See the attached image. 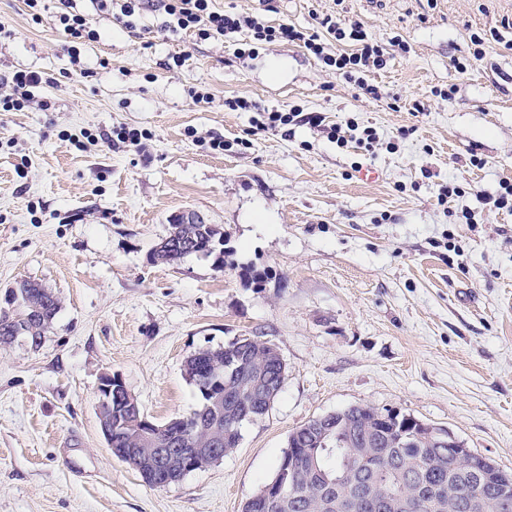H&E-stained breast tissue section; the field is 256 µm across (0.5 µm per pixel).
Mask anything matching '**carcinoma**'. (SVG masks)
<instances>
[{"mask_svg": "<svg viewBox=\"0 0 512 512\" xmlns=\"http://www.w3.org/2000/svg\"><path fill=\"white\" fill-rule=\"evenodd\" d=\"M220 233L211 224H171L168 235L155 248L153 259L164 264H175L192 251L217 254L216 261L224 266V250L220 249ZM39 294L41 312L32 318L20 310L9 316H0V346L11 344L17 337L31 341L42 338L51 327L59 308L54 295ZM243 338L219 348H202L185 362L184 370L190 383L194 377L211 368L225 369V360L232 356L242 358L237 364L236 376L224 373V386L239 391H224V419L226 426L238 413H249L252 418L263 415L269 406L259 386L270 383L280 389L284 380L279 365L269 356V349L258 337L247 347ZM387 410L369 406H350L340 411L348 428L343 435L359 448L373 456L372 465L357 469L353 479L363 491L347 498L345 492L332 480L338 476L341 459L337 453L340 439L325 440L326 448L314 456L297 458L298 478L288 488V504L273 503L266 512H395L375 506L376 498L364 495L369 486L382 496L405 488L419 501L416 512H512V490H506L486 471H475L459 463L444 446L426 443L416 437L415 429L407 425L411 417L396 415L386 419ZM301 448L317 447L318 432L307 423L291 433ZM209 428L198 427L190 442L180 450L206 448ZM116 448H140L141 432L129 427L112 435Z\"/></svg>", "mask_w": 512, "mask_h": 512, "instance_id": "obj_1", "label": "carcinoma"}]
</instances>
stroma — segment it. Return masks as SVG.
Segmentation results:
<instances>
[{
    "label": "stroma",
    "mask_w": 512,
    "mask_h": 512,
    "mask_svg": "<svg viewBox=\"0 0 512 512\" xmlns=\"http://www.w3.org/2000/svg\"><path fill=\"white\" fill-rule=\"evenodd\" d=\"M76 4L99 39L75 56L55 0L40 24L0 0V75L44 79L29 109L0 112V307L23 280L60 300L39 346L0 349V512H242L296 428L353 405L512 471V213L485 202L512 183V50L488 37L512 40V0H216L273 26L359 23L386 54L375 96L296 45L244 59L246 30L202 40L153 10L127 29ZM294 107L323 127L255 129ZM121 125L143 150L108 143ZM451 182L463 195L439 201ZM188 211L222 229L223 266L154 261ZM239 336L278 349L279 396L220 462L146 485L106 445L102 377L163 424L200 404L187 357Z\"/></svg>",
    "instance_id": "obj_1"
}]
</instances>
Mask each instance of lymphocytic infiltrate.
I'll return each instance as SVG.
<instances>
[{"mask_svg": "<svg viewBox=\"0 0 512 512\" xmlns=\"http://www.w3.org/2000/svg\"><path fill=\"white\" fill-rule=\"evenodd\" d=\"M165 13L179 29L195 31L199 36L220 39L226 35L250 29L253 38L245 43L240 54L253 57L263 43L280 41L304 47L325 65L333 67L346 78L362 84L364 72L383 68L385 53L381 46L372 42L359 24L343 26L335 16H319V32L308 33L295 25L283 23L277 26L264 24L258 18L216 10L213 0H160ZM351 44L352 52H345L343 44ZM43 78L32 71L19 70L11 76L0 78V111L23 110L33 87Z\"/></svg>", "mask_w": 512, "mask_h": 512, "instance_id": "1", "label": "lymphocytic infiltrate"}]
</instances>
